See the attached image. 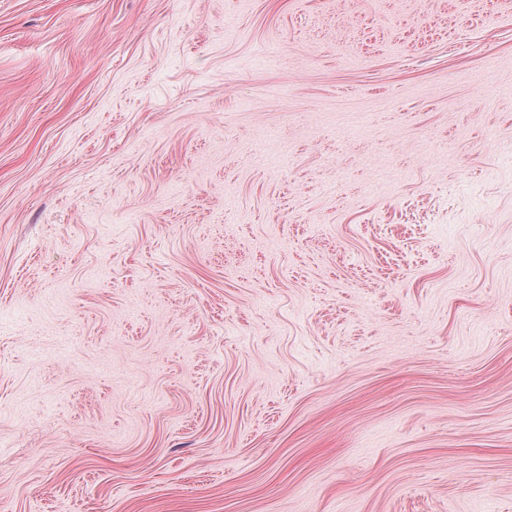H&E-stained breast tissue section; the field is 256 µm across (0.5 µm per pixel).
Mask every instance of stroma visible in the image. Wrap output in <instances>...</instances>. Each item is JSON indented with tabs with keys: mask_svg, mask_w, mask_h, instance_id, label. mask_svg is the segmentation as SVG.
<instances>
[{
	"mask_svg": "<svg viewBox=\"0 0 512 512\" xmlns=\"http://www.w3.org/2000/svg\"><path fill=\"white\" fill-rule=\"evenodd\" d=\"M0 512H512V0H0Z\"/></svg>",
	"mask_w": 512,
	"mask_h": 512,
	"instance_id": "stroma-1",
	"label": "stroma"
}]
</instances>
